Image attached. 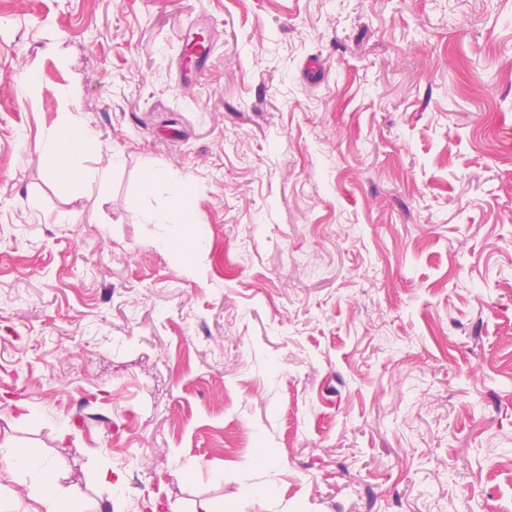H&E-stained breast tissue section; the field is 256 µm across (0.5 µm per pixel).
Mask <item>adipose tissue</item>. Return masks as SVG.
<instances>
[{"label":"adipose tissue","mask_w":512,"mask_h":512,"mask_svg":"<svg viewBox=\"0 0 512 512\" xmlns=\"http://www.w3.org/2000/svg\"><path fill=\"white\" fill-rule=\"evenodd\" d=\"M93 132L77 122L68 120L53 131L42 155L43 164L51 177L72 182L82 181L87 173L85 161L93 150ZM43 492L38 495L39 504L46 506L47 512H84L85 496L80 488H72L64 502L52 499L51 492L57 484V473L52 465L35 463Z\"/></svg>","instance_id":"ef3b65f1"}]
</instances>
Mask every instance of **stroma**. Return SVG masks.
<instances>
[{
    "instance_id": "35a3bbf8",
    "label": "stroma",
    "mask_w": 512,
    "mask_h": 512,
    "mask_svg": "<svg viewBox=\"0 0 512 512\" xmlns=\"http://www.w3.org/2000/svg\"><path fill=\"white\" fill-rule=\"evenodd\" d=\"M1 446L0 512H512V0H11ZM95 143L93 132L75 121H65L53 131L42 155L43 164L53 178L82 181L87 173L85 161ZM34 470L38 473L40 483L43 487V493L33 496L36 502L47 506L48 512H84L83 504L85 496L81 492L78 485H73L72 490L59 506L58 502L51 497L53 488L57 485V473L55 468L50 464L37 462L34 464ZM46 492V496L44 495Z\"/></svg>"
}]
</instances>
